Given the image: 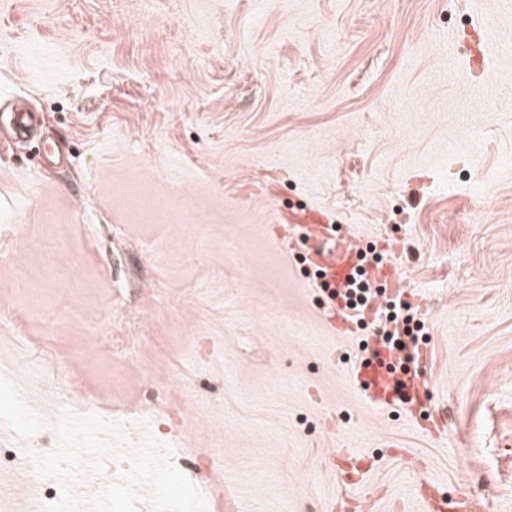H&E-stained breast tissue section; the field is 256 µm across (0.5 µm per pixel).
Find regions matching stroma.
Masks as SVG:
<instances>
[{"label":"stroma","mask_w":512,"mask_h":512,"mask_svg":"<svg viewBox=\"0 0 512 512\" xmlns=\"http://www.w3.org/2000/svg\"><path fill=\"white\" fill-rule=\"evenodd\" d=\"M486 35L473 64L464 31ZM512 0H0V512L34 467L22 400L150 430L217 512H320L329 456L512 512ZM54 139L64 164L42 153ZM402 246L433 440L351 376L275 210Z\"/></svg>","instance_id":"1"}]
</instances>
